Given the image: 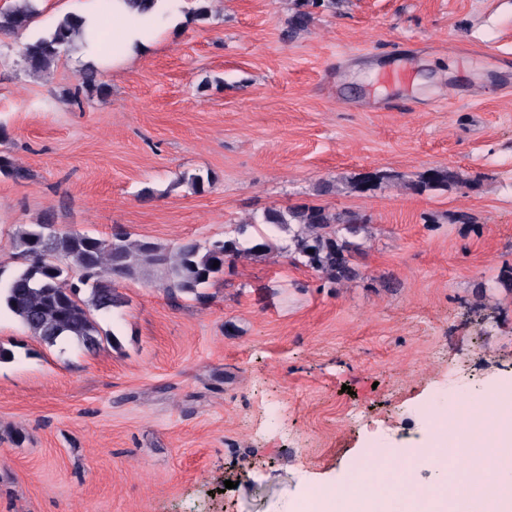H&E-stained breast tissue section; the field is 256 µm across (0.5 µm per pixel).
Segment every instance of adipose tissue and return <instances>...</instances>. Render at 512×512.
Here are the masks:
<instances>
[{"label": "adipose tissue", "instance_id": "1", "mask_svg": "<svg viewBox=\"0 0 512 512\" xmlns=\"http://www.w3.org/2000/svg\"><path fill=\"white\" fill-rule=\"evenodd\" d=\"M179 16L171 0H155L144 14L133 11L127 0H112V63L128 65L146 48L160 25L176 26Z\"/></svg>", "mask_w": 512, "mask_h": 512}]
</instances>
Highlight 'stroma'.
Returning a JSON list of instances; mask_svg holds the SVG:
<instances>
[{
  "mask_svg": "<svg viewBox=\"0 0 512 512\" xmlns=\"http://www.w3.org/2000/svg\"><path fill=\"white\" fill-rule=\"evenodd\" d=\"M293 4L210 0L201 20L177 0L185 23L133 66L104 58L93 97L70 53L38 76L20 52L99 0H39L0 35V155L31 174L0 173L1 283L16 230L45 220L169 249L270 207L369 220L343 285L284 251L199 299L143 266L92 351L1 313L0 512H303L369 450L512 385V0H325L292 35ZM440 167L461 183L415 192Z\"/></svg>",
  "mask_w": 512,
  "mask_h": 512,
  "instance_id": "obj_1",
  "label": "stroma"
}]
</instances>
